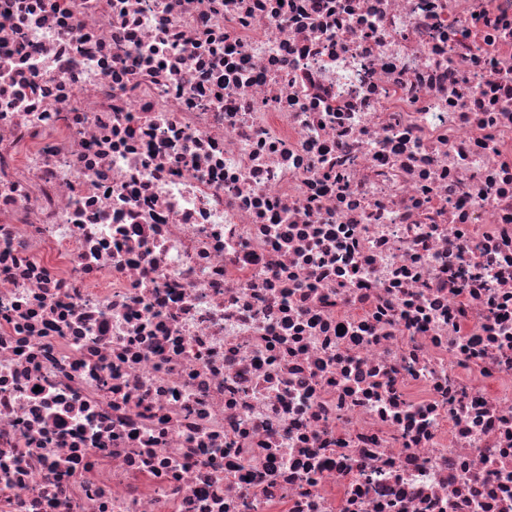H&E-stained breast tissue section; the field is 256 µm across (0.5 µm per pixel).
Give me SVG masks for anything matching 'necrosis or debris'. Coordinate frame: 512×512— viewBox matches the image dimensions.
<instances>
[{
    "instance_id": "obj_1",
    "label": "necrosis or debris",
    "mask_w": 512,
    "mask_h": 512,
    "mask_svg": "<svg viewBox=\"0 0 512 512\" xmlns=\"http://www.w3.org/2000/svg\"><path fill=\"white\" fill-rule=\"evenodd\" d=\"M0 512H512V0H0Z\"/></svg>"
}]
</instances>
